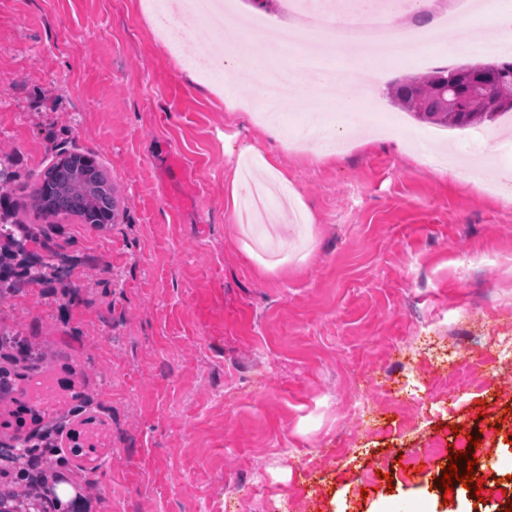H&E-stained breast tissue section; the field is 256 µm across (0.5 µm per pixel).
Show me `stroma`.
I'll return each mask as SVG.
<instances>
[{"instance_id": "stroma-1", "label": "stroma", "mask_w": 512, "mask_h": 512, "mask_svg": "<svg viewBox=\"0 0 512 512\" xmlns=\"http://www.w3.org/2000/svg\"><path fill=\"white\" fill-rule=\"evenodd\" d=\"M164 0H0V145L17 172L5 202L45 227L31 252L63 259L55 294L25 284L0 299V325L47 355L53 404L0 401V443L59 426L58 443L83 512H505L512 502V361L494 338L512 326V185L499 195L441 178L413 157L460 131L403 115L389 98L402 79L495 58L493 31L474 21L477 51L388 66L376 96L404 133L367 122L369 145L316 161L300 140L322 120L305 89L279 113L229 112L193 46L206 23L159 27ZM277 158L314 229L305 263L265 271L240 226L264 176L225 143ZM93 155L125 211L93 228L50 220L29 197L56 152ZM245 173L237 210L226 207ZM414 382L413 411L387 410ZM367 397L364 416L346 407ZM101 422L84 428L71 407ZM475 434V475L499 483L476 500L437 487L447 455L413 449Z\"/></svg>"}]
</instances>
